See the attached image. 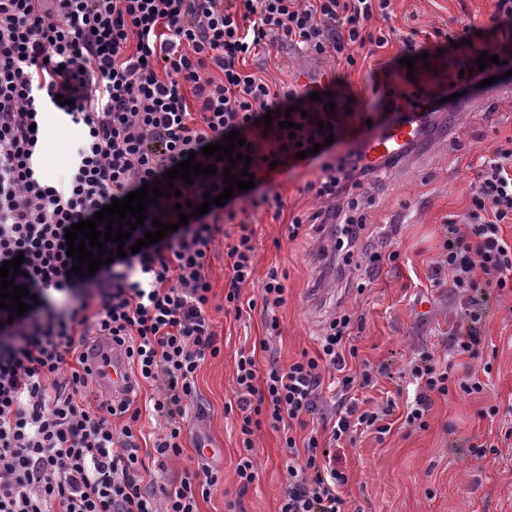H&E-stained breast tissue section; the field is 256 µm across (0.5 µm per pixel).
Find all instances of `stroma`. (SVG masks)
Instances as JSON below:
<instances>
[{
  "label": "stroma",
  "instance_id": "obj_1",
  "mask_svg": "<svg viewBox=\"0 0 512 512\" xmlns=\"http://www.w3.org/2000/svg\"><path fill=\"white\" fill-rule=\"evenodd\" d=\"M496 0H394L390 26L398 39L347 69L331 59L316 60L295 49L278 58L250 61L266 79L293 85L297 91L312 81L336 76L337 91L352 97L359 109L377 106L387 91L412 92L421 87L437 98L463 89L459 76L471 48L452 46L451 35L464 24L480 26L478 42L512 56V21H495ZM418 29L417 43L427 48V63L414 70L397 66L402 36ZM441 36H433V29ZM496 81L469 91L457 111H441L438 131L421 137L417 146L392 168L377 171L372 182L356 190L368 232L358 246L361 266L354 270L353 287L336 277L319 254L331 229L307 227L288 240L293 217L317 211L321 201L313 188L319 167H297L276 174L269 186L280 196L281 209L251 213L257 247V270L264 277L270 267L285 275L287 302L276 309L279 334L272 341L281 366L315 352L325 328L338 311L353 318V342L359 358L379 375L375 387L354 389L359 399L397 405L386 419L389 430L379 435L357 433L336 451V465L348 476L345 512H512V291L492 292L483 322L478 355L457 354L454 335L466 317L468 301L451 286L449 276L432 281V267L441 253L442 227L458 222L466 212L485 158L497 145L512 138V96ZM79 138L78 130L55 115H47L42 132V159L48 175L62 173ZM240 233L238 225H220L215 232L208 273L212 284L210 316L221 341L218 358L207 359L198 375V404L202 415L192 418L191 430L212 448L210 464L224 475V488L200 502V512H225L226 501L236 512H280L288 482V454L278 433L261 428L256 434L259 477L247 491H239L235 467L240 453L235 399L237 354L252 348L267 334L261 309L235 315L224 311V284L230 276L226 250ZM395 253V260L373 264L371 253ZM256 283L243 288V300L258 297ZM366 283L358 291L357 283ZM432 354L449 367L452 376L478 375L482 392L469 396L434 395L426 428L407 425L405 416L414 401L412 366ZM498 406L495 419L483 410ZM491 447L478 456L473 445Z\"/></svg>",
  "mask_w": 512,
  "mask_h": 512
}]
</instances>
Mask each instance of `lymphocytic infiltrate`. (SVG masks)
<instances>
[{"label": "lymphocytic infiltrate", "mask_w": 512, "mask_h": 512, "mask_svg": "<svg viewBox=\"0 0 512 512\" xmlns=\"http://www.w3.org/2000/svg\"><path fill=\"white\" fill-rule=\"evenodd\" d=\"M393 0H0V264L24 255L15 285L27 286L38 305L10 318L0 308V512H199L221 483L218 469L185 468L178 483L147 476L138 436L142 413L163 420L153 440L162 459L180 457L189 429V409L198 399L197 377L207 358L217 357L209 315L212 285L208 252L220 223H234L243 204L272 206L257 186L275 172L321 162L316 194L324 205L294 218L289 240L307 224L336 223L334 248L352 263L365 228L353 198L371 171L359 159L329 162L327 137L342 139L341 116L349 98L311 100L290 86L265 79L246 66L249 57L293 47L307 56L332 58L353 67L360 53L389 45L392 31L373 27L391 18ZM335 110H328V103ZM436 109L423 89L392 94L372 124L398 113L409 121ZM289 111L296 133L264 128L266 113ZM81 128L63 176H45L38 162L39 124L46 112ZM239 131L249 144L254 189L234 191L225 205L211 206L179 225L178 198L202 205L204 193H223V174L174 181L176 192L148 206L151 218L170 224L164 239L138 253L115 258L92 275L74 274L65 231L90 219L113 199L144 182L163 179L190 154ZM306 149L297 159L298 149ZM512 220V145L496 147L477 172L461 224L444 227L435 273H450L466 294L467 320L454 348L476 353L490 289H512V242L502 226ZM227 309H238L241 290L253 283L257 251L242 227L230 245ZM277 268L261 283L268 352L287 302ZM353 320L338 313L316 354L302 353L288 366L275 357L258 363L257 351H242L236 363L240 489L258 476L254 436L261 425L281 433L288 453V486L280 512H344L348 483L335 450L366 428L386 433L390 406L361 409L338 405L337 419L309 426L326 375L340 373L343 391L368 387L370 373L347 372L357 358ZM104 337L124 348L133 386L147 384V407L132 398L92 402L95 379L84 346ZM419 391L409 425L426 428L434 395L482 392L474 377L452 378L423 355L412 369Z\"/></svg>", "instance_id": "lymphocytic-infiltrate-1"}]
</instances>
